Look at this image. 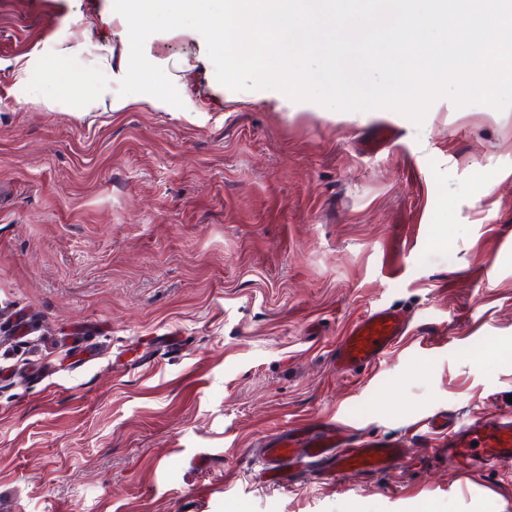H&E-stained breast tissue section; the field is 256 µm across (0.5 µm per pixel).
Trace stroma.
<instances>
[{
	"mask_svg": "<svg viewBox=\"0 0 512 512\" xmlns=\"http://www.w3.org/2000/svg\"><path fill=\"white\" fill-rule=\"evenodd\" d=\"M128 44L112 0H0V512H512V466L460 474L421 427L512 412V109L276 108L180 28L144 44L177 101L113 111ZM60 56L82 99L41 71ZM379 122L399 138L364 153ZM382 304L405 343L337 373ZM297 420L414 464L259 482L252 443Z\"/></svg>",
	"mask_w": 512,
	"mask_h": 512,
	"instance_id": "obj_1",
	"label": "stroma"
}]
</instances>
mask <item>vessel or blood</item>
Segmentation results:
<instances>
[{
  "label": "vessel or blood",
  "mask_w": 512,
  "mask_h": 512,
  "mask_svg": "<svg viewBox=\"0 0 512 512\" xmlns=\"http://www.w3.org/2000/svg\"><path fill=\"white\" fill-rule=\"evenodd\" d=\"M409 334L402 310L391 306L369 309L347 325L336 342V370L343 375L370 369ZM448 454L461 473L512 464V415L484 414L467 425L448 430ZM404 440L351 439L348 427L333 422L316 428L287 425L261 437L256 454L262 473L275 486L292 487L305 474L326 484L349 475H376L404 457Z\"/></svg>",
  "instance_id": "vessel-or-blood-1"
}]
</instances>
